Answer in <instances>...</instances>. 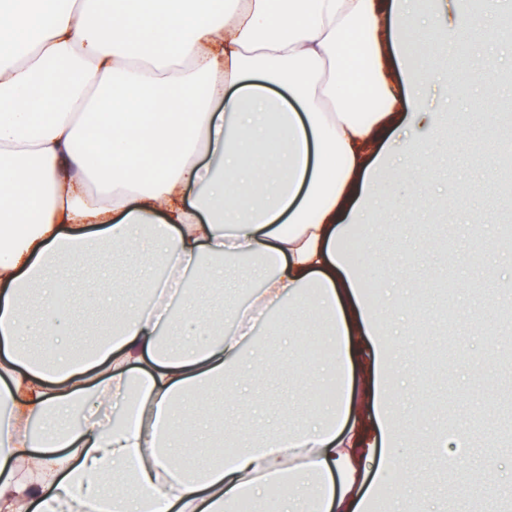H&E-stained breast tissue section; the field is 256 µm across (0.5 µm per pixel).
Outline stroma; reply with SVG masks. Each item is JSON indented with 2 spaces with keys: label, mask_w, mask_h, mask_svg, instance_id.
<instances>
[{
  "label": "stroma",
  "mask_w": 512,
  "mask_h": 512,
  "mask_svg": "<svg viewBox=\"0 0 512 512\" xmlns=\"http://www.w3.org/2000/svg\"><path fill=\"white\" fill-rule=\"evenodd\" d=\"M472 25L473 33L441 52L421 96L422 109L437 113L440 126L430 201L418 205L415 177L381 195L350 256L370 298H388L396 279L413 290L410 303L392 305L389 319L403 322V334L392 337L391 345L416 371L410 413L418 435L435 424L472 427V447L459 450L454 466L431 472L440 495L407 499L408 512H500L502 487L512 483V123L499 120L512 115V19L485 10ZM488 57L508 70L492 96L483 89L478 67ZM493 143L501 146L494 157L488 154ZM470 224L487 225L486 235L469 237ZM153 276L117 249L77 264L68 316L97 320L91 294ZM491 291L495 308L478 307V299ZM303 332L294 322L272 333L258 327L263 363L245 400L214 402L213 413L259 421L310 412L317 394L294 381L295 370L316 363ZM491 413L498 429L493 442L487 439ZM487 459L495 463L496 480L480 470Z\"/></svg>",
  "instance_id": "35a3bbf8"
}]
</instances>
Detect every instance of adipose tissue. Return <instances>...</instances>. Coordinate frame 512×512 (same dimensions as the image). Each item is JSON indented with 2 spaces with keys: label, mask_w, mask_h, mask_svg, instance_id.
I'll use <instances>...</instances> for the list:
<instances>
[{
  "label": "adipose tissue",
  "mask_w": 512,
  "mask_h": 512,
  "mask_svg": "<svg viewBox=\"0 0 512 512\" xmlns=\"http://www.w3.org/2000/svg\"><path fill=\"white\" fill-rule=\"evenodd\" d=\"M88 2L0 0V512H234L244 496L257 512H395L403 488L436 495L392 453L412 371L342 248L394 170L379 130L410 131L407 163L433 189L434 145L413 136L436 125L418 104L432 66L404 60L417 0ZM107 246L166 275L132 312L95 297L107 319L75 357L53 290L64 257ZM240 256L261 286L216 333L193 314L197 275ZM297 313L324 323L313 374L335 397L254 448L223 423L233 449L184 468L183 400L207 420L212 393L247 384L256 321ZM357 365L363 408L342 391Z\"/></svg>",
  "instance_id": "1"
}]
</instances>
